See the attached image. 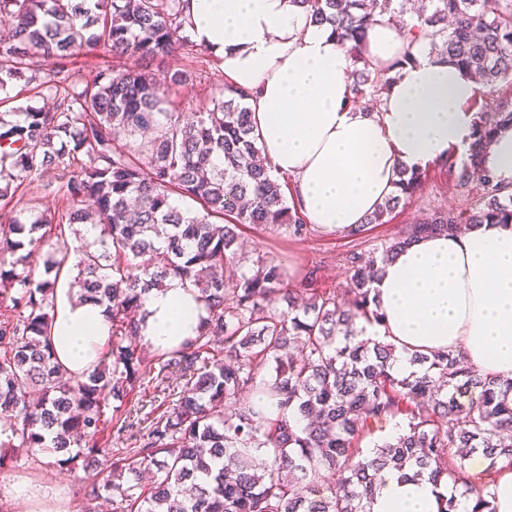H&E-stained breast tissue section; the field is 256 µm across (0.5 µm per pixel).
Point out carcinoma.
Wrapping results in <instances>:
<instances>
[{
	"instance_id": "1",
	"label": "carcinoma",
	"mask_w": 512,
	"mask_h": 512,
	"mask_svg": "<svg viewBox=\"0 0 512 512\" xmlns=\"http://www.w3.org/2000/svg\"><path fill=\"white\" fill-rule=\"evenodd\" d=\"M292 2L348 47L355 101L387 89L362 55L366 30L384 15L409 16L410 43L429 40L484 86L512 82V0ZM0 15L10 19L0 34V201L61 171L38 184L52 203L13 207L0 224V421L11 430L0 467L23 448L62 465L80 459L92 471L89 500L116 493L118 512H370L386 469L438 486L465 483V449L492 468L512 459V378L478 374L449 352L414 354L419 370L401 376L395 345L358 328L381 319L373 284L401 246L462 224L512 223V192L487 174L475 180L480 153L512 126V106L473 102L467 159L441 162L457 185L478 182V205L409 225L378 258L351 252L345 294L312 287V271L302 291L272 260L240 269V227H305L288 182L261 157L248 93L226 84L186 121L166 111L165 90L192 72L160 83L149 69L203 53L187 31L188 0H0ZM80 51L122 65L88 76L74 67ZM24 76L32 97L52 105H15L7 87ZM425 179L401 170L396 193L349 235L408 207ZM27 244L48 247L39 277L18 254ZM62 272L79 300L109 305L119 337L86 376L70 375L52 346ZM170 278L194 286L209 316L153 365L137 342L140 316L149 290ZM137 389L142 404L132 409ZM247 394L263 404L240 403ZM399 415L406 425L395 436L361 448ZM107 427L125 447L96 446ZM462 495L475 497L471 512H495L490 484Z\"/></svg>"
}]
</instances>
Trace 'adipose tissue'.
<instances>
[{
  "label": "adipose tissue",
  "instance_id": "adipose-tissue-1",
  "mask_svg": "<svg viewBox=\"0 0 512 512\" xmlns=\"http://www.w3.org/2000/svg\"><path fill=\"white\" fill-rule=\"evenodd\" d=\"M192 40L247 93L259 143L272 172L291 177L293 201L308 223L344 233L365 223L395 194L398 170L425 169L473 141L471 104L482 88L424 42L378 19L363 55L373 66L410 53L391 70L377 108L353 106L352 58L327 25L313 23L292 0H190ZM495 182L512 190V127L482 158ZM380 322L367 336L403 354L452 350L484 374L512 378V223L481 224L457 234H429L383 265L375 282ZM208 312L180 279L146 297L141 343L168 351L195 337ZM106 303L56 291L52 343L73 374L93 370L110 341ZM447 487L385 473L370 512H439ZM0 497L12 505L68 512L61 489L11 482Z\"/></svg>",
  "mask_w": 512,
  "mask_h": 512
}]
</instances>
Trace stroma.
Returning a JSON list of instances; mask_svg holds the SVG:
<instances>
[{
  "instance_id": "stroma-1",
  "label": "stroma",
  "mask_w": 512,
  "mask_h": 512,
  "mask_svg": "<svg viewBox=\"0 0 512 512\" xmlns=\"http://www.w3.org/2000/svg\"><path fill=\"white\" fill-rule=\"evenodd\" d=\"M199 67L200 78L169 92L170 111L186 116L201 111L210 95L223 87L224 76L212 56H201ZM477 198L476 190L457 186L453 176L433 165L428 167L424 184L411 205L368 233L352 237L312 227L298 235L276 228L249 231L242 236V255L249 262L263 258L282 264L288 283L294 286L301 285L306 270L317 268L318 287L341 292L349 282L344 258L350 250L380 256L384 242L417 219L439 210L463 209ZM0 474L20 482H46L64 489L69 497V512H85L89 504L84 495L87 480L82 468L58 465L55 457L37 449L15 453L10 463L0 467Z\"/></svg>"
}]
</instances>
